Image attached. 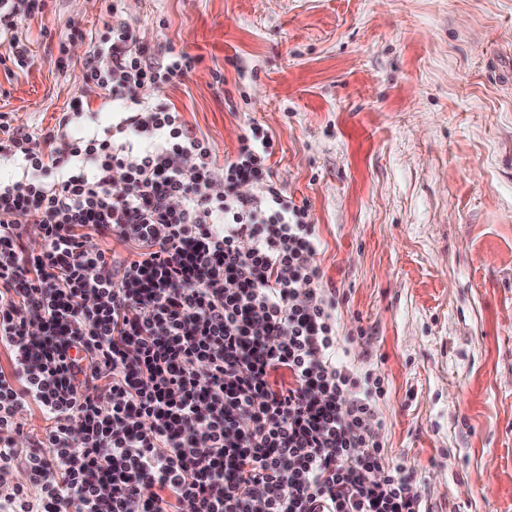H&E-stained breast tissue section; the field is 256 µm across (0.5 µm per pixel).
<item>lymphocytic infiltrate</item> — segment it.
<instances>
[{
    "mask_svg": "<svg viewBox=\"0 0 512 512\" xmlns=\"http://www.w3.org/2000/svg\"><path fill=\"white\" fill-rule=\"evenodd\" d=\"M48 7L0 0L1 64L30 66L18 27ZM196 63L154 61L118 19L81 74L126 102L115 134H75L83 98L37 139L0 114V160L24 170L0 183V512H423L377 433L382 382L340 354V293L308 204L273 179L272 137L249 126L216 194L209 139L138 98ZM34 406L48 426L22 448Z\"/></svg>",
    "mask_w": 512,
    "mask_h": 512,
    "instance_id": "obj_1",
    "label": "lymphocytic infiltrate"
}]
</instances>
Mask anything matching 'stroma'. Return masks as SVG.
Listing matches in <instances>:
<instances>
[{"instance_id":"1","label":"stroma","mask_w":512,"mask_h":512,"mask_svg":"<svg viewBox=\"0 0 512 512\" xmlns=\"http://www.w3.org/2000/svg\"><path fill=\"white\" fill-rule=\"evenodd\" d=\"M163 61L142 91L206 136L223 174L250 124L278 186L307 202L349 361L381 378L380 439L426 512H512V0H119ZM105 0L25 18L34 56L0 65V113L32 134L71 101L77 133L121 115L81 70ZM69 39L66 55L58 42Z\"/></svg>"}]
</instances>
